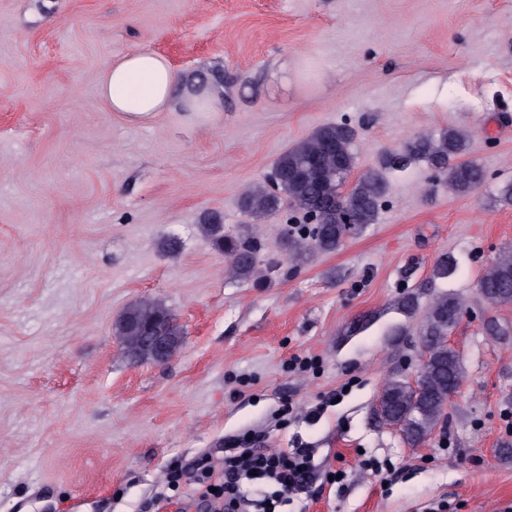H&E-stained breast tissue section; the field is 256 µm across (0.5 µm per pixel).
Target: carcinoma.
<instances>
[{"mask_svg":"<svg viewBox=\"0 0 512 512\" xmlns=\"http://www.w3.org/2000/svg\"><path fill=\"white\" fill-rule=\"evenodd\" d=\"M468 132L450 127L437 134L420 135L389 153L380 164L360 176L352 186L347 178L354 170L352 151L355 130L346 122L327 124L287 150L275 161L263 181L248 187L240 197L242 209L256 217L279 210L283 202L293 208L297 220L287 232L286 248L301 261L314 252L331 253L345 238L376 223L387 190L384 172L424 161L444 174L448 190L455 194L476 191L485 181L484 169L459 157L469 142ZM203 235L228 258V273L241 281L262 285L260 257L255 236L224 231L221 220L208 215L199 223ZM478 291L492 305L512 304V250H501L478 280ZM463 308L458 298L443 294L429 307L420 328L421 386L404 376H393L379 397V417L398 428L414 445L448 420L449 392L460 386L464 371L448 335L459 322ZM166 328L172 354L183 343V327L163 302L145 298L130 305L116 320L123 356L133 362L151 358L143 332Z\"/></svg>","mask_w":512,"mask_h":512,"instance_id":"cac0c4a2","label":"carcinoma"}]
</instances>
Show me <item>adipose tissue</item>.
Wrapping results in <instances>:
<instances>
[{
  "label": "adipose tissue",
  "instance_id": "adipose-tissue-1",
  "mask_svg": "<svg viewBox=\"0 0 512 512\" xmlns=\"http://www.w3.org/2000/svg\"><path fill=\"white\" fill-rule=\"evenodd\" d=\"M178 76L168 61L154 52H134L112 61L99 82L106 107L133 123L175 110L196 114L214 111L209 90H178Z\"/></svg>",
  "mask_w": 512,
  "mask_h": 512
}]
</instances>
